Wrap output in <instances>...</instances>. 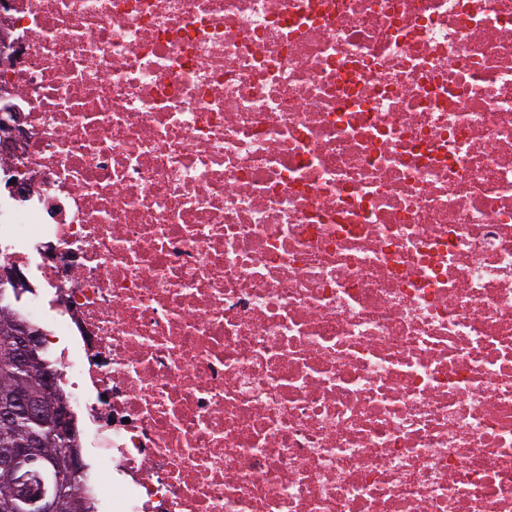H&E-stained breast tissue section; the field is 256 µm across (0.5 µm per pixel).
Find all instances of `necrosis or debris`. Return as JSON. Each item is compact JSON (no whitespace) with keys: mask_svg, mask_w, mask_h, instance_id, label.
<instances>
[{"mask_svg":"<svg viewBox=\"0 0 512 512\" xmlns=\"http://www.w3.org/2000/svg\"><path fill=\"white\" fill-rule=\"evenodd\" d=\"M0 114L94 512H512V0H0Z\"/></svg>","mask_w":512,"mask_h":512,"instance_id":"4bbe7bcc","label":"necrosis or debris"}]
</instances>
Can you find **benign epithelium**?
I'll use <instances>...</instances> for the list:
<instances>
[{
    "mask_svg": "<svg viewBox=\"0 0 512 512\" xmlns=\"http://www.w3.org/2000/svg\"><path fill=\"white\" fill-rule=\"evenodd\" d=\"M0 283L9 284L19 292L26 286V278L17 265L6 262L0 265ZM8 345L16 356V363L20 366L31 363L44 347L41 331L17 318L12 320ZM21 412L33 418L47 416L62 432L68 431L71 425L69 408L64 400L46 404L30 391L22 389L15 390L0 399L1 422L6 424ZM39 443L40 440L31 438L12 448L0 450V468L19 475L17 493L12 500L18 512H59L56 495L43 487L35 488L33 473L28 471V467L33 462L29 449L38 447Z\"/></svg>",
    "mask_w": 512,
    "mask_h": 512,
    "instance_id": "obj_1",
    "label": "benign epithelium"
}]
</instances>
